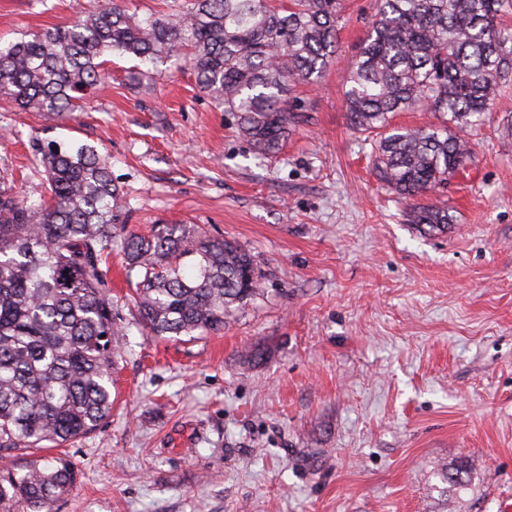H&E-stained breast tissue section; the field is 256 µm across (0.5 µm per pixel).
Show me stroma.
<instances>
[{"label":"stroma","instance_id":"obj_1","mask_svg":"<svg viewBox=\"0 0 512 512\" xmlns=\"http://www.w3.org/2000/svg\"><path fill=\"white\" fill-rule=\"evenodd\" d=\"M109 0H0V44ZM376 0H346L340 56L294 89L308 120L256 154L189 67L110 76L62 123L0 105V176L39 199L32 137L98 146L127 228L198 224L254 255L261 291L190 341L129 325L112 415L58 448L75 469L53 512H504L512 505V82L473 154L408 223L342 102ZM467 461L468 490L438 474ZM408 221L411 224H426L430 229L445 228L447 224H452V216L449 214L448 208L440 207L437 205H422L414 207L407 215Z\"/></svg>","mask_w":512,"mask_h":512}]
</instances>
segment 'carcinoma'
I'll list each match as a JSON object with an SVG mask.
<instances>
[{"instance_id":"1","label":"carcinoma","mask_w":512,"mask_h":512,"mask_svg":"<svg viewBox=\"0 0 512 512\" xmlns=\"http://www.w3.org/2000/svg\"><path fill=\"white\" fill-rule=\"evenodd\" d=\"M168 14L139 15L122 0L84 20L0 48V101L59 118L108 77V53L155 66L184 63L256 153H276L306 121L292 94L335 61L344 0H173ZM509 0H378L367 38L347 62L350 123L379 132L376 176L403 199L436 193L462 170L464 133L512 80V31L495 24ZM425 107L427 128L391 126ZM48 184L30 202L0 181V451L63 446L112 413V358L122 316L103 263L122 256L137 278L128 305L152 336L195 337L224 327L260 291L254 256L237 241L190 224L125 231L124 195L97 147L35 137ZM412 224L441 229L445 207L422 205ZM461 492L463 465L441 473ZM75 481L69 460H36L0 474V512H51Z\"/></svg>"}]
</instances>
